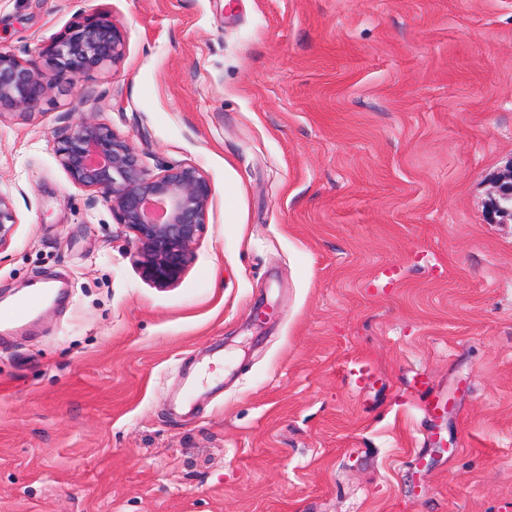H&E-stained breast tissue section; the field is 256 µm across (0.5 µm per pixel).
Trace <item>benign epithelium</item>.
<instances>
[{
    "label": "benign epithelium",
    "instance_id": "benign-epithelium-1",
    "mask_svg": "<svg viewBox=\"0 0 512 512\" xmlns=\"http://www.w3.org/2000/svg\"><path fill=\"white\" fill-rule=\"evenodd\" d=\"M124 52L117 27L101 17L71 24L38 59L0 51V114L29 112L40 104L49 89L42 63L53 67L56 83L69 84L115 63ZM56 156L72 182L99 194L132 234L146 276L161 287L175 283L206 224L212 188L201 171L170 164L154 173L129 140L88 118L58 137ZM490 215L494 220L512 216V160L494 180ZM16 224L12 200L0 193V247L10 241Z\"/></svg>",
    "mask_w": 512,
    "mask_h": 512
}]
</instances>
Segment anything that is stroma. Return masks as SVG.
I'll list each match as a JSON object with an SVG mask.
<instances>
[{
  "mask_svg": "<svg viewBox=\"0 0 512 512\" xmlns=\"http://www.w3.org/2000/svg\"><path fill=\"white\" fill-rule=\"evenodd\" d=\"M90 17L123 58L0 114V297L58 286L0 328V512H512V0H0V50ZM84 117L209 180L175 284ZM493 194L490 200L491 218L504 219L512 214V159L498 173L494 180ZM17 223L12 200L0 192V247L10 241Z\"/></svg>",
  "mask_w": 512,
  "mask_h": 512,
  "instance_id": "1",
  "label": "stroma"
}]
</instances>
